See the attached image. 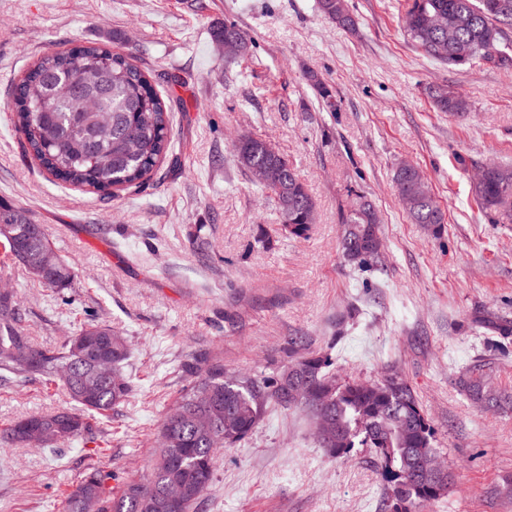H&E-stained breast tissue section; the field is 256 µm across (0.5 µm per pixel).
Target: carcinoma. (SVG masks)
<instances>
[{
	"mask_svg": "<svg viewBox=\"0 0 512 512\" xmlns=\"http://www.w3.org/2000/svg\"><path fill=\"white\" fill-rule=\"evenodd\" d=\"M343 0H318L320 11L343 27L353 24L342 12ZM512 0H411L404 28L428 57L451 67L480 63L506 66L502 53ZM321 102L334 109L332 90L310 76ZM89 98L93 108L80 111ZM441 112L466 111L465 101L451 92L435 96ZM7 107L28 152L55 179L104 194L112 189L139 188L168 154L170 107L154 89L150 77L132 58L99 44L52 50L38 57L14 85ZM237 163L249 171L270 169L266 187L272 193L288 236L306 239L316 224L315 203L294 168L281 154L267 150L265 141L242 137L234 145ZM395 185L412 197L407 208L416 224L445 223L424 172L412 165L395 171ZM474 195L494 224H512V167L486 164L474 183ZM340 249L343 260L361 272L377 270L371 250L383 247L377 210L363 195L340 208ZM0 243L41 285L63 291L72 286L76 270L53 249L44 227L27 221L20 208L0 206ZM24 310L15 295L0 294V382L44 379L58 382L66 369L64 387L74 408L30 414L4 430L12 443L38 433V447L95 437L97 419L112 414L133 392L122 374L128 359L124 337L99 323L84 325L63 344L35 346L23 327ZM501 336H512V325L492 315L481 319ZM288 341V361L269 373L240 374L224 369L223 360L191 356L183 363L188 383L164 413L158 426L159 448L147 471L108 486L116 475L98 467L86 469L62 503V512H170L163 493L180 488V512H193L209 489L219 451L234 448L253 434L271 410L305 409L314 422L324 417L339 432L330 444L318 439L333 460L347 461L355 448H367L384 482L383 512H423L451 492L453 484L436 483L418 461L438 456L434 433L407 382L394 368L370 384L336 371L328 353L296 348ZM114 375L104 378L100 369ZM486 375L466 372L471 396L483 397Z\"/></svg>",
	"mask_w": 512,
	"mask_h": 512,
	"instance_id": "carcinoma-1",
	"label": "carcinoma"
}]
</instances>
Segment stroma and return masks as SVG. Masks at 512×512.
I'll use <instances>...</instances> for the list:
<instances>
[{
	"label": "stroma",
	"instance_id": "stroma-1",
	"mask_svg": "<svg viewBox=\"0 0 512 512\" xmlns=\"http://www.w3.org/2000/svg\"><path fill=\"white\" fill-rule=\"evenodd\" d=\"M408 2L345 0L348 30L318 0H0V203L43 225L78 271L60 295L0 248V288L17 297L35 346L91 320L111 326L128 341L134 385L92 442L53 452L0 436V512H60L91 466L142 474L187 382L184 360L269 370L294 336L331 351L340 373L373 380L393 366L413 388L454 476L428 512H512V342L488 348L473 322L512 321V224L491 223L472 192L478 167L512 166V68L425 56L401 26ZM226 23L246 35L245 56L213 39ZM86 42L132 56L172 105L179 168L160 163L145 186L110 197L41 170L6 108L38 55ZM438 88L464 97L466 114L438 111ZM242 135L293 165L316 205L308 238L288 237L272 195L237 166ZM404 161L445 209L441 233L400 204L393 172ZM358 194L382 218L383 267L371 273L345 265L338 247L339 210ZM474 365L500 406L462 388ZM67 405L57 385L2 384L0 432ZM383 495L368 449L330 460L306 412L278 410L218 456L194 512H381Z\"/></svg>",
	"mask_w": 512,
	"mask_h": 512
}]
</instances>
